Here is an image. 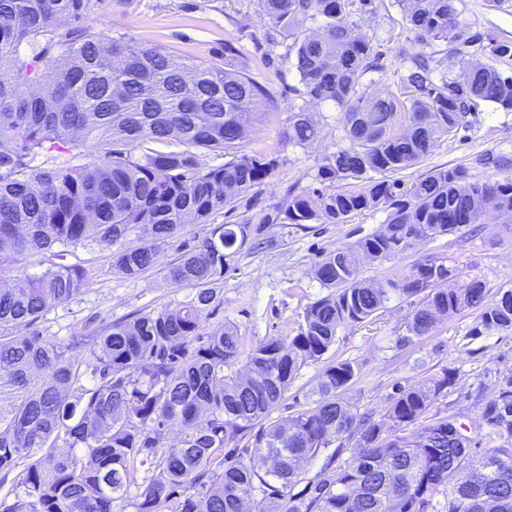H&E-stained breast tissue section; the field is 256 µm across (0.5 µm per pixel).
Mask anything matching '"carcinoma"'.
Listing matches in <instances>:
<instances>
[{"instance_id":"1","label":"carcinoma","mask_w":512,"mask_h":512,"mask_svg":"<svg viewBox=\"0 0 512 512\" xmlns=\"http://www.w3.org/2000/svg\"><path fill=\"white\" fill-rule=\"evenodd\" d=\"M92 2L0 0V260L37 255L48 264L0 288V394L18 396L9 417L0 414V487L20 471L0 512H116L141 457L153 469L138 486L136 512H163L171 501V512H244L240 503L257 490L271 499L270 512H426L443 487L442 512H474L471 501L485 503L481 512H512L511 378L486 408L492 431L483 448L470 447L453 418L430 414L451 383L447 373L400 392L386 425L343 397L355 383L354 365L331 362L314 406L269 421L300 367L323 360L341 326L372 319L394 297L419 299L414 336L474 307L472 335L512 329V289L488 301L481 280L464 281L430 260L395 278L367 280L360 272L364 259L403 256L420 241L482 223L488 210L512 224L511 175L480 182L456 164L433 167L410 185L403 179L480 107L512 111V76L470 61L478 53L511 57L512 45L460 25L459 0H397L422 50L400 49L404 74L395 88L372 95L362 78L385 72L383 52L347 17L376 14V0H257L272 30L268 43L288 41L302 96L340 112L348 144L321 159L318 177L327 187L288 192L256 227L219 224L194 245L181 244L166 279L191 289L188 299L176 311L112 323L80 361L34 329L48 307L72 301L89 280L83 262L67 256L96 244L112 251V269L122 276L147 272L184 225L236 206L272 173L275 159L247 153L244 144L254 123L278 107L248 67L228 65L231 41L207 63L178 60L89 24ZM306 20L319 27L304 28ZM449 56L460 72L434 77ZM321 136L314 113H291L289 142L306 146ZM202 150L233 159L202 167ZM55 154L66 161L35 165ZM349 179L361 187L340 185ZM379 205L390 209L383 231L315 265L328 293L304 308L299 333L257 344L247 375L227 374L241 354L238 329L228 323L205 332L203 323L217 298L212 285L249 238L263 224H344ZM451 275L460 284L439 287ZM17 327L31 332L14 336ZM175 423L184 437L166 448L164 428ZM414 424L416 434H407ZM248 435L261 449L256 460L236 454ZM334 438L352 444L350 460L319 474L309 495L288 493L301 464ZM60 443L69 451L57 452Z\"/></svg>"}]
</instances>
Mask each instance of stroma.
Here are the masks:
<instances>
[{"label":"stroma","instance_id":"1","mask_svg":"<svg viewBox=\"0 0 512 512\" xmlns=\"http://www.w3.org/2000/svg\"><path fill=\"white\" fill-rule=\"evenodd\" d=\"M459 11L462 25L512 43V4L497 8L487 0H461ZM90 18L109 24L113 34L125 33L197 61L223 54L225 40H232L238 61L248 65L252 77L266 85L279 103L277 112L255 125L246 143L247 150H262L277 159L272 174L249 192L253 215L280 206L289 190L319 187L321 157L347 145L340 114L328 104L313 107L324 128L322 139L304 147L288 142L291 111L310 104L297 91L299 77L286 58L287 42L268 46L270 26L258 15L255 0H97ZM348 21L383 53L385 74L369 73L362 80L367 92L380 93L404 72L406 63L398 48L409 44L413 35L395 0H380L377 14H353ZM470 122L469 128L441 140L425 166L407 170L408 180H416L428 167L460 163L469 166L479 181L512 175V111L487 106ZM484 154L505 156L509 163L484 167L478 162ZM387 215L380 206L344 224H277L262 232L259 247H245L218 283L217 307L206 328L235 325L247 349L272 338L296 336L306 305L326 293L313 275L320 253L383 230ZM78 256L91 269L88 284L69 303L49 308L37 323L39 330L62 344H69L78 333L84 334L86 343H93L112 322L136 312L176 310L189 294L164 278L165 267L177 256L176 243L161 246L155 266L136 279L113 271L110 251L98 246L81 249ZM421 259L456 267L465 278L482 280L491 294L512 288V231L499 224L492 211L486 213L479 234L421 241L408 256L364 263L362 276L398 275ZM415 309L409 300L394 299L372 320L339 329L329 360H349L360 370L358 382L345 392L346 399L380 421L401 389L448 372L453 381L432 409L455 417L470 437L480 438L490 430L487 405L498 398L505 378L512 375V332L472 337L478 314L468 310L417 337L407 330ZM323 368L320 362L302 365L271 412V420L287 419L299 406L311 404Z\"/></svg>","mask_w":512,"mask_h":512}]
</instances>
